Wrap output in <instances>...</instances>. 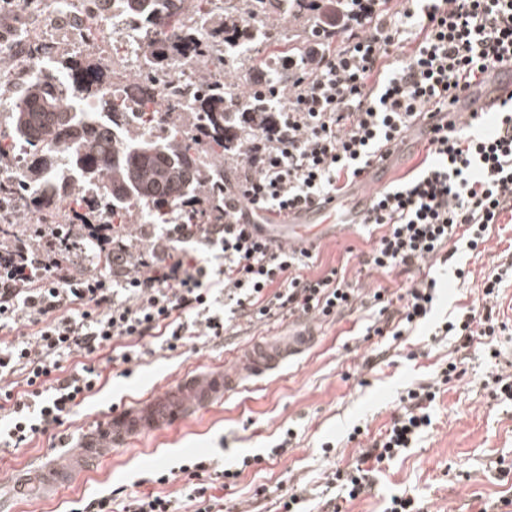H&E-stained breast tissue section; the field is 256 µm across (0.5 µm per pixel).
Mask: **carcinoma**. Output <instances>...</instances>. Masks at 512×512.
Segmentation results:
<instances>
[{"label": "carcinoma", "instance_id": "cac0c4a2", "mask_svg": "<svg viewBox=\"0 0 512 512\" xmlns=\"http://www.w3.org/2000/svg\"><path fill=\"white\" fill-rule=\"evenodd\" d=\"M144 34L145 69L133 76L124 95L101 100L96 112L80 108L97 95V82L106 70L100 59L46 55L64 81L56 92L31 78L10 113L9 126L0 130V162L15 155L19 143L29 150L17 184L0 196L9 205L21 194L44 214H59L73 207L84 224H128L132 210L141 206L145 222L159 224L178 204L186 213L219 215L222 199L204 192L207 185L224 187V156L237 152L245 133L258 127L269 112L245 114L230 101L244 95V86L231 82H203L202 94L180 81L178 63L189 64L204 55L211 44L223 45V61L234 67L255 46L271 47L267 56L253 58L254 67L266 68L271 60L303 53V42L281 40L265 24L246 28L238 20L236 0L224 7V25L208 8L211 0H116ZM308 0H249L248 12L261 19L271 10L306 12ZM199 22L186 27L185 18ZM170 77L161 89L150 75ZM194 113L188 128L171 120L173 112ZM165 124L164 134L148 130Z\"/></svg>", "mask_w": 512, "mask_h": 512}]
</instances>
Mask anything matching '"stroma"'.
Returning a JSON list of instances; mask_svg holds the SVG:
<instances>
[{"label": "stroma", "mask_w": 512, "mask_h": 512, "mask_svg": "<svg viewBox=\"0 0 512 512\" xmlns=\"http://www.w3.org/2000/svg\"><path fill=\"white\" fill-rule=\"evenodd\" d=\"M299 230L315 246L319 270L345 266L347 278L367 292L382 287L395 294L404 287L406 275L364 266L372 247L365 227L303 224ZM510 263L512 230L492 228L481 253L461 243L448 263L431 268L440 285L436 304L428 320L405 340H364L366 327L378 314L354 304L341 315L315 321L317 339L306 353L278 371L247 380L220 404L113 449L109 459L73 486L52 492L34 484L17 492V474L61 458L95 419L147 394L165 392L184 375L232 364L244 346L286 335L298 322L286 318L245 325L237 334L200 347L189 344L128 364L108 348L90 355L101 381L63 425L22 447L0 446V501H8L11 512H71L80 500L108 495L113 512H121L130 496L160 495L171 499L174 512H195L189 493L202 481L211 484L219 507L235 512H275L281 486L304 488L307 512H322L327 472L348 465L385 432L410 384L431 381L453 358L463 361L466 373L438 395L431 427L413 448L374 475L371 490L354 500H339L340 512H383L393 495L413 498L423 512H479L488 499L512 498V402L495 399L486 385L491 372L512 373V280L503 283L492 305L494 316L507 326L492 342L500 352L497 361H489L480 344L462 348L452 337L439 343L432 339L436 324L450 313L483 308L485 276ZM460 267L467 278H457ZM356 428L361 431L357 437L352 434ZM289 430L295 434L291 445L282 455H271ZM327 443L333 446L328 455L322 451ZM245 456L258 457V464L225 487L218 471ZM198 461L204 464L198 475L185 473V466Z\"/></svg>", "instance_id": "obj_1"}]
</instances>
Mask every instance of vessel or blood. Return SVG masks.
I'll return each mask as SVG.
<instances>
[{"mask_svg":"<svg viewBox=\"0 0 512 512\" xmlns=\"http://www.w3.org/2000/svg\"><path fill=\"white\" fill-rule=\"evenodd\" d=\"M512 94V84L497 82L478 94H464L456 104L459 112H487ZM374 179L364 174L349 195L332 201L293 210L282 224L296 229L300 224H357L363 219L371 201L369 189ZM316 339L313 329L299 330L283 339L269 338L253 343L242 352L229 370H216L184 378L165 393L135 403L114 415L97 420L93 428L84 430L76 451L70 452L67 465L52 464L44 468L46 486L58 488L78 479L87 464L108 457L112 448L148 436L161 428L182 421L192 410L207 408L220 401L249 378L274 372L288 359L310 348Z\"/></svg>","mask_w":512,"mask_h":512,"instance_id":"b4317fda","label":"vessel or blood"}]
</instances>
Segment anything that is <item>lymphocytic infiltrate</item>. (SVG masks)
I'll list each match as a JSON object with an SVG mask.
<instances>
[{"label":"lymphocytic infiltrate","mask_w":512,"mask_h":512,"mask_svg":"<svg viewBox=\"0 0 512 512\" xmlns=\"http://www.w3.org/2000/svg\"><path fill=\"white\" fill-rule=\"evenodd\" d=\"M349 3L348 13L314 18L306 51L287 61L288 79L253 71L249 92L234 101L240 112L266 103L272 118L238 152L218 220L197 214L159 229L144 224L134 239L99 227L91 235L98 275L78 269L80 225L65 237L42 223L33 238L0 241V328L33 329L32 340L0 351V379L20 373L26 385L18 395L0 386L9 405L0 443L20 445L63 425L93 392L100 371H65L63 356L121 343L128 362L221 338L235 318H322L351 307L353 283L335 268L309 275L312 251L273 246L260 216L345 193L422 119L433 121L424 160L415 174L375 191L363 219L377 232L368 266L411 275L396 297L382 288L369 294L378 318L368 335L399 337L426 320L437 281L424 266L448 262L461 240L479 250L490 225L512 214V96L487 131L478 115L448 117L488 74L512 68V0ZM504 330L492 313L471 309L435 333L469 343ZM153 336L162 337L160 348L147 346ZM462 374L452 361L433 381L408 388L386 433L329 473L327 489L351 500L364 493L372 473L431 426L442 385Z\"/></svg>","instance_id":"lymphocytic-infiltrate-1"}]
</instances>
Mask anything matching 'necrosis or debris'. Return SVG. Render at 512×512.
<instances>
[{"label": "necrosis or debris", "instance_id": "necrosis-or-debris-1", "mask_svg": "<svg viewBox=\"0 0 512 512\" xmlns=\"http://www.w3.org/2000/svg\"><path fill=\"white\" fill-rule=\"evenodd\" d=\"M108 19L117 36L116 42L85 43L79 32L93 20ZM46 45L55 51H74L83 47L104 58L110 77L102 82V97L111 98L128 86L129 75L142 63L141 37L136 25L126 23L116 0H41L39 10L23 25L12 27L0 37V61L10 64V79L0 89V109H10L14 102V86L18 77H40L52 80L54 73L39 53Z\"/></svg>", "mask_w": 512, "mask_h": 512}]
</instances>
